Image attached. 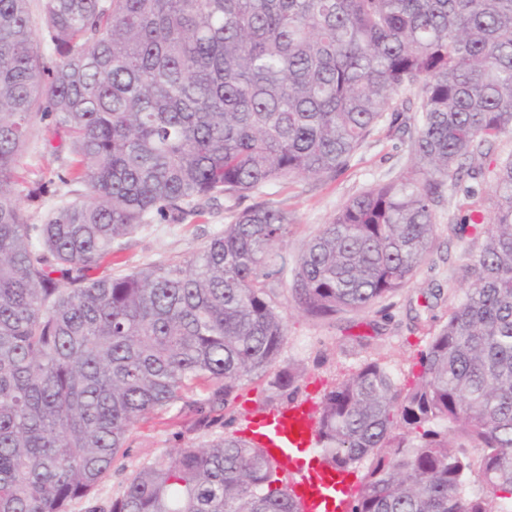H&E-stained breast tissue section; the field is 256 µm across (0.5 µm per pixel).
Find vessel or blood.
I'll return each mask as SVG.
<instances>
[{
	"mask_svg": "<svg viewBox=\"0 0 512 512\" xmlns=\"http://www.w3.org/2000/svg\"><path fill=\"white\" fill-rule=\"evenodd\" d=\"M251 440L276 462L291 459L295 453L310 451L315 443V425L298 405H286L254 422ZM342 472L328 469L307 477L297 494L301 512H346L348 500L340 496Z\"/></svg>",
	"mask_w": 512,
	"mask_h": 512,
	"instance_id": "1",
	"label": "vessel or blood"
}]
</instances>
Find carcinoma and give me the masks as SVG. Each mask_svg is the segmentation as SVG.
<instances>
[{"label":"carcinoma","instance_id":"obj_1","mask_svg":"<svg viewBox=\"0 0 512 512\" xmlns=\"http://www.w3.org/2000/svg\"><path fill=\"white\" fill-rule=\"evenodd\" d=\"M0 0V512H67L127 458L135 425L178 405L222 422L287 336L267 259L288 213H237L197 255L97 274L138 231L220 198L347 167L386 114L411 113L410 166L350 198L292 284L312 319L364 311L412 279L445 198L465 248L448 321L400 385L373 361L315 421L332 467L365 465L351 512H512V0ZM77 164L17 169L35 121ZM295 374L269 386L285 392ZM280 465L233 435L142 463L107 512H298ZM47 122L38 123L36 125L29 147L18 170L19 177L26 182L42 181L48 183L49 181H54V185L51 186V188H57V195L46 197L42 207L29 209L30 222L32 224H41L48 210L61 200L72 197L70 194H67V191L73 189V187L68 188L62 186L56 178L57 172H60L69 163L72 157L69 155L68 151L57 156L43 150L42 137L48 135L45 127Z\"/></svg>","mask_w":512,"mask_h":512}]
</instances>
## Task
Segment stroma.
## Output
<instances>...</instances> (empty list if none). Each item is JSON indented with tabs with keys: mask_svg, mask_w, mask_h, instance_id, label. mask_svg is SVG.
<instances>
[{
	"mask_svg": "<svg viewBox=\"0 0 512 512\" xmlns=\"http://www.w3.org/2000/svg\"><path fill=\"white\" fill-rule=\"evenodd\" d=\"M46 134L45 125L37 124L18 170L24 181L55 180L57 172L70 161L69 153L57 156L43 149ZM408 159L407 136L399 124L383 121L348 167L335 176L281 182L240 200L219 199L200 219L190 216L180 224L151 225L133 236L124 254L106 260L105 267L119 274L136 266L190 258L243 209L258 203L280 208L291 222L285 241L276 250L278 258L270 266L276 301L287 322V338L275 367L297 370V401L309 411H317L325 393L373 360L386 365L399 383H408L419 371L420 352L447 322L465 287L460 271L465 258L457 237L448 228V217L463 215L467 200L459 196L437 208L427 260L405 288L372 308L358 314L311 319L296 309L291 293L293 269L307 240L351 197L374 183L404 175ZM286 403V398L274 394L262 378L240 391L225 411L223 424L193 428L191 415L176 407L145 418L131 434L130 455L124 467L113 468L87 497L71 502L68 512H100L122 492L131 470L141 463L172 448L204 444L219 434L248 437V420Z\"/></svg>",
	"mask_w": 512,
	"mask_h": 512,
	"instance_id": "stroma-1",
	"label": "stroma"
}]
</instances>
